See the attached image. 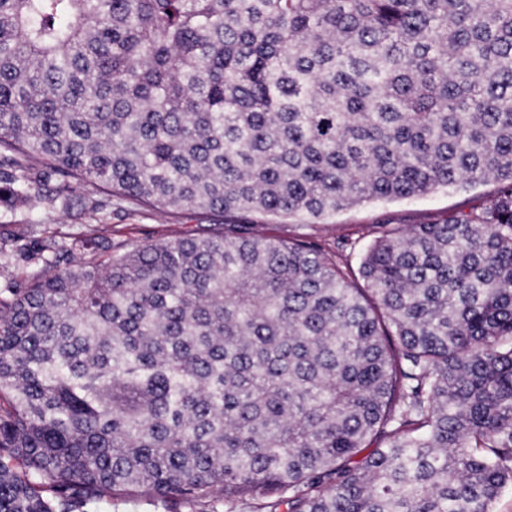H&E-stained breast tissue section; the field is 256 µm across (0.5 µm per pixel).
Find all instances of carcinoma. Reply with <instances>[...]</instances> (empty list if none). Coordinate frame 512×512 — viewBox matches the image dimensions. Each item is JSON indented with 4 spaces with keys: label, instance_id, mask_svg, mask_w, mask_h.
<instances>
[{
    "label": "carcinoma",
    "instance_id": "carcinoma-1",
    "mask_svg": "<svg viewBox=\"0 0 512 512\" xmlns=\"http://www.w3.org/2000/svg\"><path fill=\"white\" fill-rule=\"evenodd\" d=\"M0 211L237 218L118 252L0 225V512H493L512 488V0H0ZM493 182L382 232L313 223ZM493 183L471 188L437 191L426 197L372 203L336 214L326 224H315L302 219L273 223L264 217H251L250 232L259 239L280 238L300 240L320 246L336 256L342 264L357 269L365 248L380 236L386 224L411 226L443 222L449 213L468 210L495 192ZM161 504L153 503L146 499H117L112 502L104 501L89 505L87 512H168Z\"/></svg>",
    "mask_w": 512,
    "mask_h": 512
}]
</instances>
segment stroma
<instances>
[{
	"label": "stroma",
	"mask_w": 512,
	"mask_h": 512,
	"mask_svg": "<svg viewBox=\"0 0 512 512\" xmlns=\"http://www.w3.org/2000/svg\"><path fill=\"white\" fill-rule=\"evenodd\" d=\"M495 189V184L486 183L448 192L440 190L415 200L367 204L338 213L323 224L301 219L273 223L267 218L256 217L252 220L250 232L259 239L304 241L336 255L340 263L355 266L365 248L380 236L385 225L440 223L449 213L488 199ZM96 192V187L92 185L73 181L67 191V198L71 202L67 210L36 214L22 206L11 212H1L0 224H25L35 218L45 224L59 225L64 232L80 234L91 224L80 201ZM228 222V216L203 211L161 214L128 199L113 206L100 229L111 234L113 243L120 250L127 251L140 245L194 234L202 228L215 231Z\"/></svg>",
	"instance_id": "35a3bbf8"
}]
</instances>
